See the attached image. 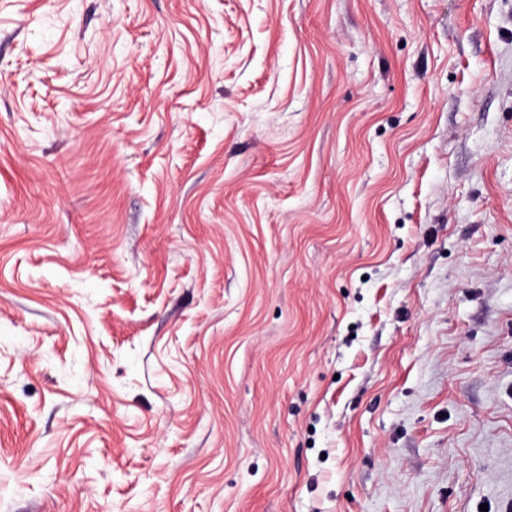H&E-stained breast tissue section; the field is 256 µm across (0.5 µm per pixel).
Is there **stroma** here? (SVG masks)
<instances>
[{"mask_svg": "<svg viewBox=\"0 0 512 512\" xmlns=\"http://www.w3.org/2000/svg\"><path fill=\"white\" fill-rule=\"evenodd\" d=\"M0 512H512V0H0Z\"/></svg>", "mask_w": 512, "mask_h": 512, "instance_id": "stroma-1", "label": "stroma"}]
</instances>
